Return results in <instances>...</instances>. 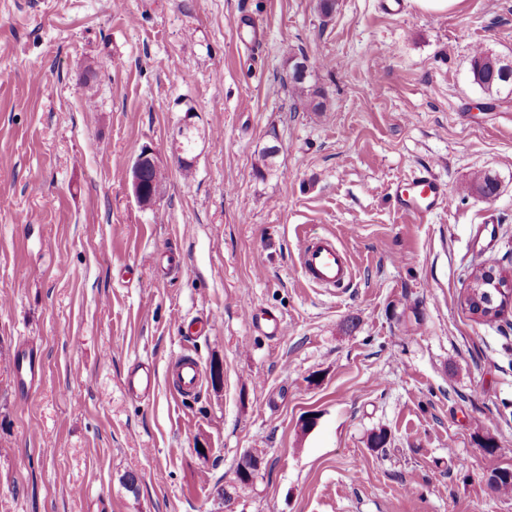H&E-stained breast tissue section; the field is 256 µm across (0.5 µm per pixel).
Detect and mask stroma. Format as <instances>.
Segmentation results:
<instances>
[{"label":"stroma","mask_w":512,"mask_h":512,"mask_svg":"<svg viewBox=\"0 0 512 512\" xmlns=\"http://www.w3.org/2000/svg\"><path fill=\"white\" fill-rule=\"evenodd\" d=\"M379 2L0 0V512H512L488 483L512 469V324L460 304L487 256L512 267V94L470 72L478 49L512 63V0ZM293 55L324 111L299 106ZM424 168L453 198L420 222L393 190ZM479 171L494 197L466 191ZM312 234L348 252V287L304 279ZM22 342L44 370L28 392ZM183 354L203 369L186 399ZM141 364L146 399L124 387ZM144 161H149L152 165L157 166L156 154L151 148H143L140 154L135 159L132 166V192L138 201L143 206H150L154 203L156 192L148 191L142 182L141 167ZM10 369L18 391L30 390L42 379L40 360L36 359L33 347L25 343L15 348L10 358ZM201 379L200 365L188 356L178 359L169 372L173 393L182 398L195 395L201 386Z\"/></svg>","instance_id":"35a3bbf8"}]
</instances>
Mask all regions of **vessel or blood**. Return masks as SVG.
<instances>
[{
	"label": "vessel or blood",
	"mask_w": 512,
	"mask_h": 512,
	"mask_svg": "<svg viewBox=\"0 0 512 512\" xmlns=\"http://www.w3.org/2000/svg\"><path fill=\"white\" fill-rule=\"evenodd\" d=\"M394 199L401 211L422 220L436 210L449 207L452 196L446 184L432 170L426 169L397 185ZM299 267L308 282L322 288H344L353 280L348 253L327 235L305 237ZM10 369L16 387L21 391L32 389L42 379L41 363L36 359L33 347L25 343L15 348ZM169 382L176 396L195 395L201 386L198 362L188 356L178 359L170 369ZM124 386L133 395L149 396L156 386L155 372L148 367L133 370L127 375Z\"/></svg>",
	"instance_id": "b4317fda"
}]
</instances>
